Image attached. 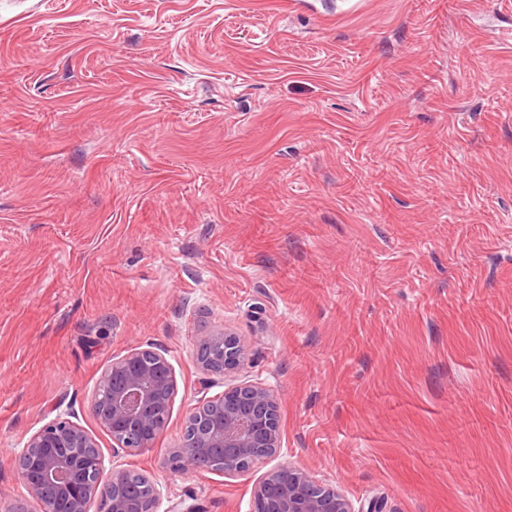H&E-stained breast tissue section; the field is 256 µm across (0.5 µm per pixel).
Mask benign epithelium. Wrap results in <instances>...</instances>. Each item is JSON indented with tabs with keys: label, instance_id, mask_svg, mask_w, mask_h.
<instances>
[{
	"label": "benign epithelium",
	"instance_id": "benign-epithelium-1",
	"mask_svg": "<svg viewBox=\"0 0 512 512\" xmlns=\"http://www.w3.org/2000/svg\"><path fill=\"white\" fill-rule=\"evenodd\" d=\"M197 361L206 375L221 376L244 362L239 340L213 330L197 343ZM177 393L172 364L149 345L112 361L92 394L90 412L112 437L113 453L153 447L170 417ZM280 405L273 390L242 380L202 400L185 416L180 443L167 451L176 473L206 471L233 477L275 459L282 448ZM37 512H156L157 480L130 470L106 468L96 439L69 415L41 426L11 461ZM252 512H384L371 499L354 507L341 488L313 473L279 464L256 484Z\"/></svg>",
	"mask_w": 512,
	"mask_h": 512
}]
</instances>
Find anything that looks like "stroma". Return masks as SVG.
<instances>
[{
  "instance_id": "stroma-1",
  "label": "stroma",
  "mask_w": 512,
  "mask_h": 512,
  "mask_svg": "<svg viewBox=\"0 0 512 512\" xmlns=\"http://www.w3.org/2000/svg\"><path fill=\"white\" fill-rule=\"evenodd\" d=\"M149 344L172 413L116 456L89 402ZM245 379L353 503L512 512V0H0V512L68 411L157 512H251L262 470L164 463ZM239 340L224 330H213L197 343V361L206 375L224 376L225 372L244 362Z\"/></svg>"
}]
</instances>
